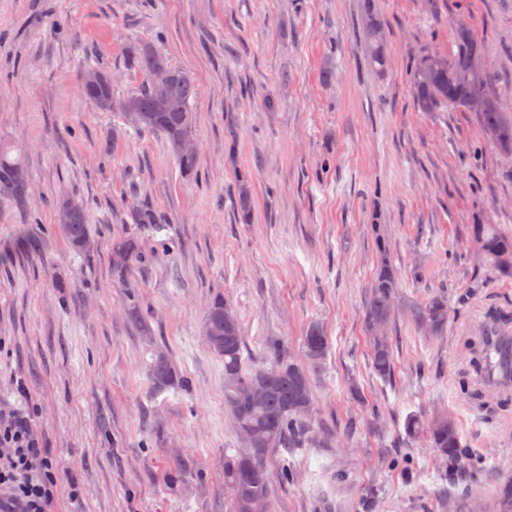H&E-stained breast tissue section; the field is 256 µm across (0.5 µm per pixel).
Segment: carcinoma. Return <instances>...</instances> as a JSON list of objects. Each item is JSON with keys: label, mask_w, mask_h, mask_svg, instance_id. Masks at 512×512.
Here are the masks:
<instances>
[{"label": "carcinoma", "mask_w": 512, "mask_h": 512, "mask_svg": "<svg viewBox=\"0 0 512 512\" xmlns=\"http://www.w3.org/2000/svg\"><path fill=\"white\" fill-rule=\"evenodd\" d=\"M366 35L365 50L369 65L378 72L386 69L388 52L382 37L380 20L374 0H364L363 15ZM448 55L426 53L415 64L412 72L414 93L418 108L423 112H438L448 106L476 114L487 137L502 151L512 154V113L501 109L493 91L491 71L474 81L470 76L471 59L485 53L484 45L469 28L459 23L453 30V41ZM128 58L148 81L129 96L118 97L113 87L103 95L112 99V111L120 112L137 129L154 134L168 143L181 171L189 175L196 170L197 154L184 153L179 142L193 137L195 115L192 101L199 95L194 78L186 71L169 64L154 44L134 42ZM11 149L0 145V197L15 204L27 200L29 180L21 158L10 157ZM237 206L241 221L252 219V198L246 184H241ZM135 224H160L162 217L149 207L131 213ZM90 215L85 205L73 212L68 223L59 225L72 249L85 253V244L92 240ZM472 238L480 256L490 267L512 271V238L498 232L490 224L472 225ZM115 255L126 256L123 272L140 262L141 252L135 242L124 240L112 245ZM398 281L387 260H382L371 285L366 303V325L371 335V366L381 378H390L394 369L392 342L387 336L388 325L394 315V299ZM224 298L215 297L205 318V335L214 354L224 361V403L247 444V451L224 461V482L231 489L233 512H254L259 504H270L271 482L263 466L268 448H301L309 442L308 414L313 405V389L307 370L285 359L279 345L269 346L272 366L269 377H260V371L250 373L243 366V336L238 319L227 325L224 319ZM414 319L418 326L433 334L441 332L448 323V297L436 293L416 308ZM485 321L497 324L504 334L512 333V314L490 310ZM305 355L308 365L321 368L327 351V339L314 325L305 336ZM466 350L469 365L481 386L475 396L481 398L486 389L496 386L504 392L512 387V378L492 379L489 376L490 351L485 334L469 340ZM153 385L163 389L174 383L176 372L166 355L157 354L150 368ZM265 383L264 399L254 398L260 383ZM407 437L427 436L429 447L448 462V475H453L459 460L467 457V448L461 443L455 420L444 414L427 419L420 414L409 415L404 424ZM497 512H512V483L496 493Z\"/></svg>", "instance_id": "1"}]
</instances>
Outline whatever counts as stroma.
<instances>
[{"label": "stroma", "instance_id": "stroma-1", "mask_svg": "<svg viewBox=\"0 0 512 512\" xmlns=\"http://www.w3.org/2000/svg\"><path fill=\"white\" fill-rule=\"evenodd\" d=\"M377 3L381 74L364 55L362 0H0V141L23 149L30 182L25 207L0 199V404L30 416L78 484L55 512H231L224 458L243 439L205 338L217 296L240 322L246 369L270 367L272 343L304 363L311 325L328 338L311 375L315 443L265 457L271 512H494L512 481V406L464 393L463 340L488 309L512 310V278L471 241L482 222L512 236V156L474 113L419 111L410 67L448 53L466 24L512 113V0ZM135 41L199 85L192 175L169 144L79 92L87 62L111 71L116 95L137 92ZM65 196L89 207L90 253L57 227ZM142 205L163 231L132 222ZM123 239L143 259L121 275ZM384 256L399 276L387 380L364 320ZM436 291L448 296L437 336L412 317ZM160 351L180 378L162 391L148 373ZM441 412L470 455L452 476L404 433L409 414Z\"/></svg>", "mask_w": 512, "mask_h": 512}]
</instances>
